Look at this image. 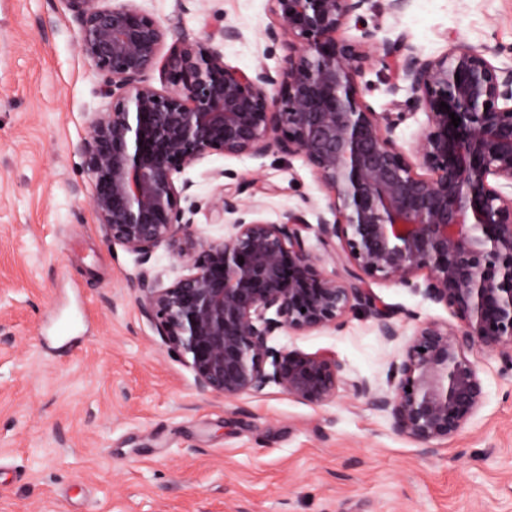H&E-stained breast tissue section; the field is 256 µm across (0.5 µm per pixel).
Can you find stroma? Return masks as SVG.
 Masks as SVG:
<instances>
[{
  "label": "stroma",
  "mask_w": 512,
  "mask_h": 512,
  "mask_svg": "<svg viewBox=\"0 0 512 512\" xmlns=\"http://www.w3.org/2000/svg\"><path fill=\"white\" fill-rule=\"evenodd\" d=\"M169 27V41L199 38L217 20L242 40L227 63L277 69L287 49L267 40V0H136ZM379 37L405 34L419 57L462 39L512 60V0H411L400 15L370 0ZM390 73L366 65L365 101L378 112ZM78 49L60 0H0V512H512V372L482 348L468 351L482 381L476 415L437 451L422 452L351 392L315 406L277 385L234 401L199 392L192 370L141 316V268L163 283L183 264L159 248L148 264L114 246L89 207L79 150L107 101ZM183 207L199 236L230 229L210 210L213 191L249 180L259 218L287 210L315 220L327 200L307 162L212 155L187 167ZM398 308L399 337L356 312L342 330L285 332L270 344L330 351L347 378L388 388V370L418 322L455 327L440 304L375 283Z\"/></svg>",
  "instance_id": "1"
}]
</instances>
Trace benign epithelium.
Returning a JSON list of instances; mask_svg holds the SVG:
<instances>
[{
	"label": "benign epithelium",
	"instance_id": "obj_1",
	"mask_svg": "<svg viewBox=\"0 0 512 512\" xmlns=\"http://www.w3.org/2000/svg\"><path fill=\"white\" fill-rule=\"evenodd\" d=\"M62 2L109 100L79 145L92 215L112 245L144 263L165 246L188 270L168 285L143 271L137 305L198 387L233 400L275 384L316 406L347 387L419 448L457 434L484 398L465 351L479 346L512 369V64L459 39L422 59L402 35L371 55L375 33L362 15L370 0H268L278 25L266 35L288 43V56L277 70L246 72L216 45L241 38L232 27L168 47V29L134 0ZM352 26L360 36L346 35ZM372 61L393 63L389 92L405 89L427 116L410 152L396 137L409 113H379L363 100L356 77ZM154 68L171 87L145 80ZM271 151L306 160L333 219H247L240 190L220 188L216 217H242L224 238L197 235L181 206L184 169L214 154ZM310 231L328 259L347 260L345 279L320 269ZM420 277L457 325L417 324L384 392L347 380L332 353L269 345L279 331L338 330L357 307L392 341L393 311L363 284L415 287Z\"/></svg>",
	"mask_w": 512,
	"mask_h": 512
}]
</instances>
